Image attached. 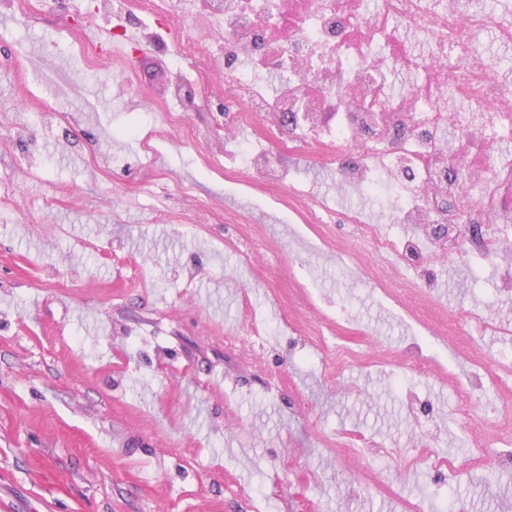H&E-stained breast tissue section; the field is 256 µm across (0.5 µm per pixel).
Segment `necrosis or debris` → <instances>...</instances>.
Masks as SVG:
<instances>
[{
  "label": "necrosis or debris",
  "instance_id": "4bbe7bcc",
  "mask_svg": "<svg viewBox=\"0 0 512 512\" xmlns=\"http://www.w3.org/2000/svg\"><path fill=\"white\" fill-rule=\"evenodd\" d=\"M190 0H117L154 21L171 20L176 56L198 59L196 79L170 85L193 103L202 91L240 102L224 116L233 133L265 115L264 148L242 164L269 185L283 176L270 144L280 131L335 149L336 188L364 195L385 177L395 189L390 236L349 216L358 243L402 267L430 271L451 255L490 260L512 286V84L474 49L485 34L512 45V18L462 0H199L208 34L181 22ZM482 227L464 235L461 218ZM512 348L476 356L453 383L454 414L469 427L475 401L495 390L498 429L468 457L440 454L433 436L403 454L404 467L443 478L475 471L486 456L512 464Z\"/></svg>",
  "mask_w": 512,
  "mask_h": 512
}]
</instances>
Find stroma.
Returning <instances> with one entry per match:
<instances>
[{"label": "stroma", "instance_id": "1", "mask_svg": "<svg viewBox=\"0 0 512 512\" xmlns=\"http://www.w3.org/2000/svg\"><path fill=\"white\" fill-rule=\"evenodd\" d=\"M112 26L111 10L77 15L68 0L0 11V512H399L404 496L428 512H512V469L493 461L454 481L413 472L398 496L342 461L337 435L358 433L389 477L415 395L436 404L440 452L493 436L448 421V377L468 372L464 348L491 357L506 339L421 330L362 284L412 272L345 256L351 211H388L389 189L337 193L318 151L284 133L288 178L260 185L240 158L266 117L228 140L208 95L157 110L172 70L193 68L147 44L74 50L42 77L69 31L108 39ZM318 201L324 246L303 221ZM406 299L447 318L489 302L512 323L488 261L450 257ZM421 334L428 376L336 366L350 340L400 355Z\"/></svg>", "mask_w": 512, "mask_h": 512}]
</instances>
